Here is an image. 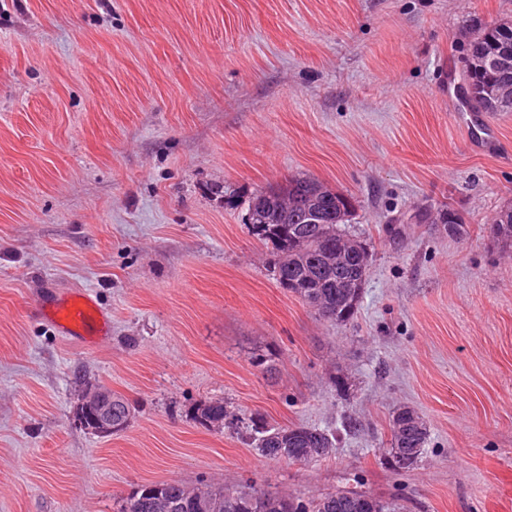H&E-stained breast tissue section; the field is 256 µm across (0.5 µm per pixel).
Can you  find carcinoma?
<instances>
[{"label": "carcinoma", "instance_id": "cac0c4a2", "mask_svg": "<svg viewBox=\"0 0 512 512\" xmlns=\"http://www.w3.org/2000/svg\"><path fill=\"white\" fill-rule=\"evenodd\" d=\"M464 67V80L473 88L468 103L474 110L512 112V102L503 103L494 94L495 83L512 82V22L493 23L473 35L467 42ZM273 195L288 202L284 219L278 224H249L247 228L258 241L271 246L276 282L314 309L320 319L335 326L353 321L366 274L358 272L351 260L331 268L323 258L324 235L340 241L348 236L345 224L351 214L350 199L314 179L298 177L255 194L248 211L261 215L266 197ZM314 211L322 214V223H311ZM432 218L426 211L418 215V223ZM433 219L443 224L448 235L460 234L462 220L449 203L439 205ZM489 233L502 247L512 248V206L498 212ZM326 311L331 313L328 318L324 316ZM97 391L112 399V428L101 429L97 414L82 403L77 407L80 423L101 436L124 431L130 421L127 400L107 388L99 387ZM195 420L205 427L222 425L244 436L258 455L286 463L325 459L333 453L341 434L356 430V423L350 418L336 428L324 429L295 424L275 427L255 417L243 426L241 418L220 401L198 407ZM427 438L423 420L413 410L400 408L392 415L386 451L418 463ZM119 512H383V504L363 493L304 501L251 486L192 487L172 480L140 486L122 499Z\"/></svg>", "mask_w": 512, "mask_h": 512}]
</instances>
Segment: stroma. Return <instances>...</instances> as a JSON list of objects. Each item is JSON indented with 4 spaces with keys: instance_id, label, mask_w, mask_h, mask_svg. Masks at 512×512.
I'll use <instances>...</instances> for the list:
<instances>
[{
    "instance_id": "35a3bbf8",
    "label": "stroma",
    "mask_w": 512,
    "mask_h": 512,
    "mask_svg": "<svg viewBox=\"0 0 512 512\" xmlns=\"http://www.w3.org/2000/svg\"><path fill=\"white\" fill-rule=\"evenodd\" d=\"M512 0H0V512H118L140 485L363 492L407 512H512V112L464 134L465 35ZM350 197L370 253L356 319L320 320L248 232L257 191ZM452 203L466 232L416 217ZM93 291L95 344L37 304ZM268 361L254 364L255 356ZM102 385L134 408L101 437ZM355 433L258 456L196 406ZM424 420L412 470L394 411ZM490 235L502 246L512 248V206L500 210L493 224H490ZM94 391L104 394L89 393L86 395V402L97 408L101 424L109 421L112 412V428L110 430L101 429L98 425L97 414L92 409L86 408L82 402L77 407V416L80 423L86 430L101 436H111L124 431L129 424L131 414L127 400L122 395L107 388L99 387ZM391 438L385 450L391 456L397 454L414 458V464L407 468H397V472L413 469L422 458L428 438V430L423 420L411 409L400 408L392 415Z\"/></svg>"
}]
</instances>
